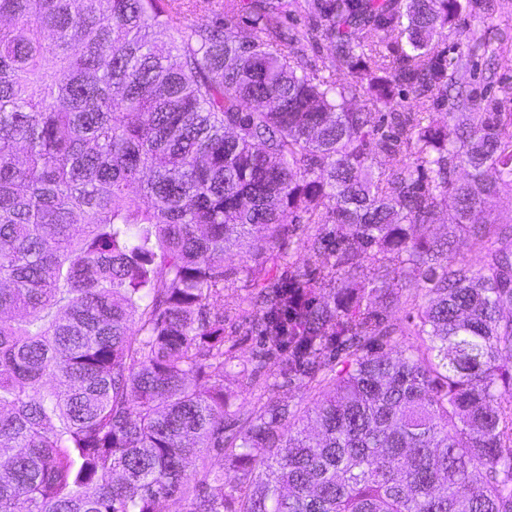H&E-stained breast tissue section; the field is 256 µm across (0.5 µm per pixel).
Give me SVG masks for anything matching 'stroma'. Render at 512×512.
<instances>
[{"instance_id":"35a3bbf8","label":"stroma","mask_w":512,"mask_h":512,"mask_svg":"<svg viewBox=\"0 0 512 512\" xmlns=\"http://www.w3.org/2000/svg\"><path fill=\"white\" fill-rule=\"evenodd\" d=\"M488 5L486 11L461 15L452 31L443 32L435 39L437 50L456 53L465 50L469 38L479 37L487 28L496 29L502 57L482 53L474 63L454 72L457 87L479 100L500 96L502 88L512 87V0H488ZM330 230L327 224H294L275 245L256 240L249 250L225 256L224 295L212 306L211 312L223 317L224 336L232 344L226 382L230 412L249 413L260 409L276 370L275 358L265 356L260 337L249 329L252 308L250 290L244 282L246 260L252 254L269 251L275 258L274 270L279 274L303 266L321 268V261L308 252L307 243L326 236ZM240 364L253 366V373L244 377L236 375L235 368Z\"/></svg>"}]
</instances>
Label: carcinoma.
<instances>
[{
	"label": "carcinoma",
	"instance_id": "cac0c4a2",
	"mask_svg": "<svg viewBox=\"0 0 512 512\" xmlns=\"http://www.w3.org/2000/svg\"><path fill=\"white\" fill-rule=\"evenodd\" d=\"M482 7L0 0V512H512V248L455 255L512 190V92L474 111L430 48ZM302 222L336 225L326 276L245 271L276 376L320 394L229 429L224 256ZM189 18L200 24H210L216 20L222 11L224 0H193L191 2ZM221 3L218 9V4ZM331 48L328 44L317 47H306L298 56V65L301 70L309 71L321 67L322 62L330 55ZM420 301V299L410 297L407 292L401 294L395 306L389 310V322L399 324L401 326H407L408 323L412 321V316L415 314V304L420 303Z\"/></svg>",
	"mask_w": 512,
	"mask_h": 512
}]
</instances>
